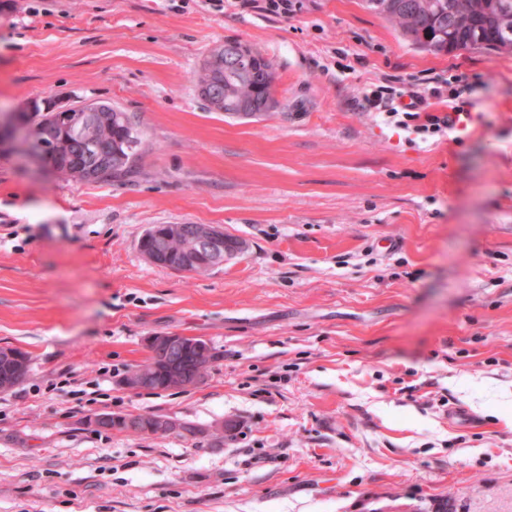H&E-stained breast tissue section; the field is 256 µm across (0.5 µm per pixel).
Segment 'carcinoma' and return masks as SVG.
<instances>
[{
	"label": "carcinoma",
	"instance_id": "carcinoma-1",
	"mask_svg": "<svg viewBox=\"0 0 512 512\" xmlns=\"http://www.w3.org/2000/svg\"><path fill=\"white\" fill-rule=\"evenodd\" d=\"M368 11L380 15L394 23L414 45L434 52H448V28L462 41L480 43V47L497 50L498 43L511 44L512 33L507 34L495 27L492 16L498 8L508 7L512 12V0H485L489 7L483 11L470 12L471 0H362ZM275 73L271 63L252 46L238 41L224 42V69L218 75L196 72L195 87L204 83L222 94L224 112L237 111L236 102L254 99L256 101L273 100L271 89ZM112 115L120 119L112 121V130L102 127L100 136H117L127 139L124 155L126 161L112 163V170L106 176L94 179V182H122L136 173V161L141 154L143 135L128 113L117 107ZM162 416L142 414L136 416H115L102 414L96 416L94 424L104 429H117L133 434L159 433Z\"/></svg>",
	"mask_w": 512,
	"mask_h": 512
}]
</instances>
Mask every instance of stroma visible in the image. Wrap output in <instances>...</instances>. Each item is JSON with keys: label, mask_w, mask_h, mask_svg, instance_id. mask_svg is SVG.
Here are the masks:
<instances>
[{"label": "stroma", "mask_w": 512, "mask_h": 512, "mask_svg": "<svg viewBox=\"0 0 512 512\" xmlns=\"http://www.w3.org/2000/svg\"><path fill=\"white\" fill-rule=\"evenodd\" d=\"M0 0V114L106 101L143 134L131 180L76 183L0 149V512H512V52L421 50L361 0ZM239 40L277 106L207 111L193 75ZM450 131L363 111L410 92ZM157 224L244 241L196 275ZM217 358L133 391L144 337ZM162 414L234 438L93 425ZM165 224H159L163 226ZM183 224H167L164 226L163 231H158L156 226L150 228L142 236L144 241H152L153 247L150 249H143V256L153 265L164 267L172 270H179L180 272H189L191 269V263H198V260L194 259V255L188 258L183 257L181 259H174L168 249L165 248V244L171 240L176 239L179 233H184ZM28 358L13 347H0V391L9 390L13 384L24 380L28 373Z\"/></svg>", "instance_id": "1"}]
</instances>
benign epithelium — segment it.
I'll use <instances>...</instances> for the list:
<instances>
[{
	"label": "benign epithelium",
	"mask_w": 512,
	"mask_h": 512,
	"mask_svg": "<svg viewBox=\"0 0 512 512\" xmlns=\"http://www.w3.org/2000/svg\"><path fill=\"white\" fill-rule=\"evenodd\" d=\"M224 64V46L218 45L206 54L199 68L210 69ZM36 111V103L27 100L14 112L0 115V145L10 146L18 133H30L34 128L30 117ZM42 112L51 113L44 129L37 132L39 139H48L54 145L51 155H38L36 160L50 170H55L53 159L66 158L72 168L68 172L76 179H93L99 164L120 157L119 142L100 139L98 128L112 125V110L99 101L64 105L52 97L42 101ZM184 232L182 224H167L164 230L152 227L145 232L143 240L153 242V247L142 250L143 256L153 265L186 272L191 264L198 263L194 257L174 259L165 244ZM198 244L197 256L213 268L244 248L243 241L231 237L224 229L211 224L193 227ZM148 347L149 368L133 370L124 379L132 390H144L159 385L157 365L162 364L168 380L184 386L200 383L214 362V352L209 344L191 343L187 337L177 333H163L145 339ZM28 358L25 353L13 347H0V391H6L24 380L28 373Z\"/></svg>",
	"instance_id": "7a95c632"
}]
</instances>
